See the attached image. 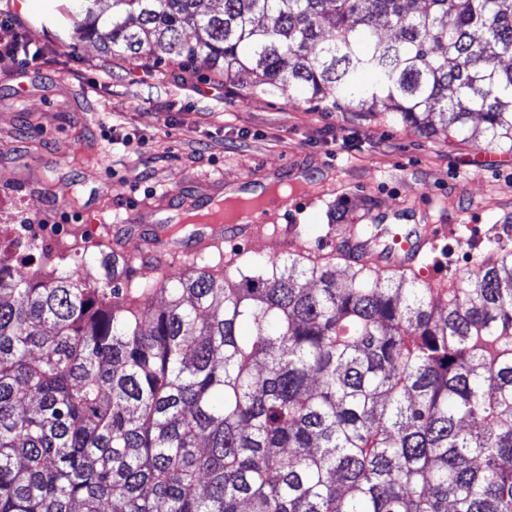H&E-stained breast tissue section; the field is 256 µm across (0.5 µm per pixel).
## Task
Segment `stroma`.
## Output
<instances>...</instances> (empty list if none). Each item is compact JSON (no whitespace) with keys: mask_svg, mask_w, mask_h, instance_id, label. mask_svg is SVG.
Returning a JSON list of instances; mask_svg holds the SVG:
<instances>
[{"mask_svg":"<svg viewBox=\"0 0 512 512\" xmlns=\"http://www.w3.org/2000/svg\"><path fill=\"white\" fill-rule=\"evenodd\" d=\"M59 2H7L44 54L0 68V225H22L56 256L84 252L77 278L102 279L99 250L114 230L138 277L158 263L181 277L188 259L143 253L151 234L272 177L287 204L264 199L252 233L227 238L225 252L284 256L277 225L310 234L325 254L340 224H450L419 274L433 285L474 272L493 248L512 252V153L429 137L381 112L324 108L288 83L268 93L243 81L202 97L196 87L223 77L197 61L154 62L142 82L140 59L67 39L53 22ZM115 132L135 138L130 151L113 152ZM99 215L112 225L92 227Z\"/></svg>","mask_w":512,"mask_h":512,"instance_id":"stroma-1","label":"stroma"}]
</instances>
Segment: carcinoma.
Listing matches in <instances>:
<instances>
[{
	"label": "carcinoma",
	"mask_w": 512,
	"mask_h": 512,
	"mask_svg": "<svg viewBox=\"0 0 512 512\" xmlns=\"http://www.w3.org/2000/svg\"><path fill=\"white\" fill-rule=\"evenodd\" d=\"M75 2L69 38L107 53L430 137L476 115L512 152V0ZM100 262L93 285L0 265V512H512L511 252L437 288L303 245L176 280Z\"/></svg>",
	"instance_id": "1"
}]
</instances>
